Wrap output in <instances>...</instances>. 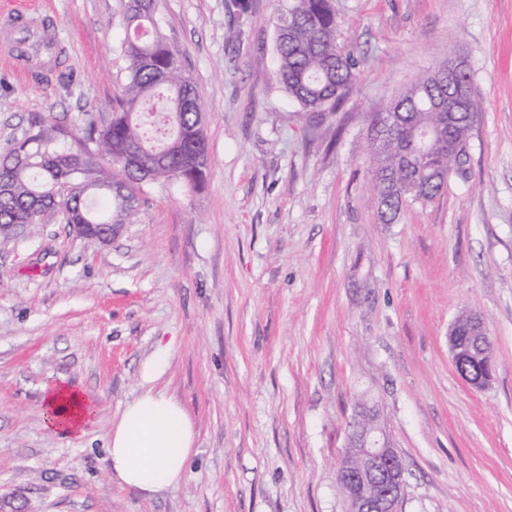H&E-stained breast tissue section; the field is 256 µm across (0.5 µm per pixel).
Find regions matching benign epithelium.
Returning a JSON list of instances; mask_svg holds the SVG:
<instances>
[{"label":"benign epithelium","mask_w":512,"mask_h":512,"mask_svg":"<svg viewBox=\"0 0 512 512\" xmlns=\"http://www.w3.org/2000/svg\"><path fill=\"white\" fill-rule=\"evenodd\" d=\"M92 239L105 244L112 238L108 224H88ZM453 362L462 363L471 353V344L459 338L456 327L448 333ZM362 412L354 411L347 436V447L337 472V483L351 505L352 512H395L406 490V469L385 426L365 429Z\"/></svg>","instance_id":"obj_1"}]
</instances>
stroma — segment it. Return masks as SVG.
Masks as SVG:
<instances>
[{"instance_id":"1","label":"stroma","mask_w":512,"mask_h":512,"mask_svg":"<svg viewBox=\"0 0 512 512\" xmlns=\"http://www.w3.org/2000/svg\"><path fill=\"white\" fill-rule=\"evenodd\" d=\"M65 63L31 84L0 66V150L49 114L107 124L122 93L126 0H38ZM160 32L205 104L208 173L138 191L105 245L63 217L0 241V497L26 512H346L336 472L354 403L378 400L407 472L402 512H512V0H336L357 89L309 123L282 90L278 0H159ZM480 106L464 176L382 223L368 115L448 56ZM480 311L494 378L457 373L448 330ZM154 383L195 431L180 483L119 488L107 437ZM92 392L79 440L42 388ZM41 404L45 426L68 441L82 438L96 422V397L64 379L43 386Z\"/></svg>"}]
</instances>
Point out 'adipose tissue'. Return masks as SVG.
<instances>
[{
  "label": "adipose tissue",
  "mask_w": 512,
  "mask_h": 512,
  "mask_svg": "<svg viewBox=\"0 0 512 512\" xmlns=\"http://www.w3.org/2000/svg\"><path fill=\"white\" fill-rule=\"evenodd\" d=\"M42 413L49 430L72 441L94 425L98 403L90 391L62 379L43 386ZM194 441L192 422L180 402L147 388L112 424L107 443L110 477L120 487L154 496L181 481Z\"/></svg>",
  "instance_id": "adipose-tissue-1"
}]
</instances>
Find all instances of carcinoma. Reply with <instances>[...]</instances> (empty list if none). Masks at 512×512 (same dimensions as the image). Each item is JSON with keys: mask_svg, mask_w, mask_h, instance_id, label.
I'll return each instance as SVG.
<instances>
[{"mask_svg": "<svg viewBox=\"0 0 512 512\" xmlns=\"http://www.w3.org/2000/svg\"><path fill=\"white\" fill-rule=\"evenodd\" d=\"M124 25L123 91L110 122L87 123L74 145L61 147V131L42 116L0 153L1 238L59 213L78 234L81 224H124L136 214L141 184L179 180L195 189L203 180L208 144L204 128H195V113L204 111L196 82L158 32L151 4L128 0ZM337 27L332 0H285L278 10L279 81L308 115L334 110L355 90L357 61L338 46ZM450 92L460 112L454 124L442 105ZM469 113H478L471 70L450 55L370 121L366 150L381 221L392 223L408 198L433 200L459 172ZM149 120L172 127L167 141L149 140Z\"/></svg>", "mask_w": 512, "mask_h": 512, "instance_id": "cac0c4a2", "label": "carcinoma"}]
</instances>
